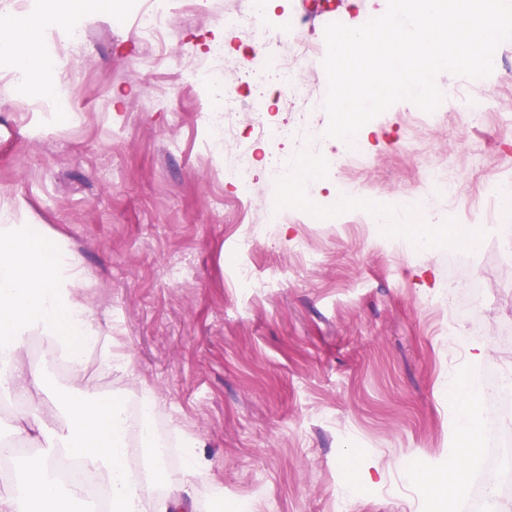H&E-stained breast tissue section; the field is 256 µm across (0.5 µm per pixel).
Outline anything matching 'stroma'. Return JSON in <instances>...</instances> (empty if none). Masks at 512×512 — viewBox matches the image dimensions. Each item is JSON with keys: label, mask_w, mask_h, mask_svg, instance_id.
I'll list each match as a JSON object with an SVG mask.
<instances>
[{"label": "stroma", "mask_w": 512, "mask_h": 512, "mask_svg": "<svg viewBox=\"0 0 512 512\" xmlns=\"http://www.w3.org/2000/svg\"><path fill=\"white\" fill-rule=\"evenodd\" d=\"M123 3L115 15L97 0H57L65 21L47 27L45 57L56 59L74 29L87 33L62 72L73 90L62 104L52 83L33 96L6 75L8 22L37 15L39 0H0V208L60 232L95 277L86 295L104 334L84 386L124 401L152 394L161 435L198 440L196 512H224L233 500L249 512H433L430 488L409 471L448 463L450 382L512 369V219L485 191L512 176V41L497 48L499 67L483 84L438 76V118L417 121L404 101L373 119L363 163L339 169L335 139L267 147L238 113L234 140L221 145L206 115L220 109L221 80L276 101L270 123L325 129L322 55L295 66L293 95L273 78L248 85L243 72L267 67L264 40L287 22L309 16L301 34L318 42L329 23L364 22L373 0H284L261 17V40L238 32L225 67L202 76L186 60L206 55L247 2L174 0L176 34L148 78L134 73L137 3ZM474 96L487 100L479 122L467 107ZM241 142L252 144L253 164L225 179ZM268 152L324 160L320 184L285 199L276 224L263 210L278 194ZM434 163L455 169L462 200L439 225H484L479 249L442 241L419 251L406 225L382 229L359 204L334 206L341 182L397 204ZM250 232L258 245L246 256L239 242ZM302 240L320 264H307ZM245 263L247 288L237 277ZM451 316L466 342L456 355L443 331ZM476 343L486 348L477 361ZM108 347L130 355L129 374L108 369Z\"/></svg>", "instance_id": "obj_1"}]
</instances>
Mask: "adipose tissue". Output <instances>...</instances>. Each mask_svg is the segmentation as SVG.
<instances>
[{"label": "adipose tissue", "instance_id": "1", "mask_svg": "<svg viewBox=\"0 0 512 512\" xmlns=\"http://www.w3.org/2000/svg\"><path fill=\"white\" fill-rule=\"evenodd\" d=\"M41 20L12 21V53L24 72L27 85L40 91L52 67L39 54ZM91 276L81 258L60 243L58 232L48 229L36 235L0 212V394L35 401L34 412L14 427L17 438H34L42 453L15 458L19 484L0 483V512H77L82 487L54 476L58 453L81 460L105 487L108 512H180L193 506L192 480L202 461L196 440L185 439L187 449L182 484L177 497L152 498L153 482L165 479L166 460L157 446L149 418L132 422L124 407L82 388L81 350L99 339L102 327L83 296ZM39 336L68 361L71 387L56 397L44 396L41 371L24 358L29 337ZM482 388L473 377L456 380L449 399L457 417V441L448 450L445 469L419 472L433 491L436 504L449 493H460L464 477L479 451L478 403ZM137 426L143 440L139 470H131L125 436Z\"/></svg>", "mask_w": 512, "mask_h": 512}]
</instances>
